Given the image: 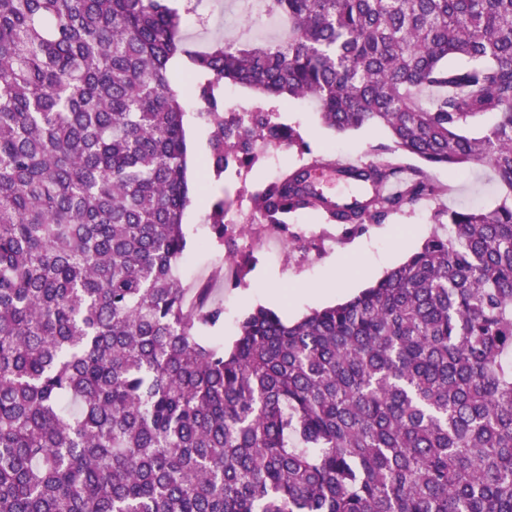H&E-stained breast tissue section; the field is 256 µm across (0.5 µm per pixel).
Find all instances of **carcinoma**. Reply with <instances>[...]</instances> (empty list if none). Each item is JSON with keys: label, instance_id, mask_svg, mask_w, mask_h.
Returning <instances> with one entry per match:
<instances>
[{"label": "carcinoma", "instance_id": "1", "mask_svg": "<svg viewBox=\"0 0 512 512\" xmlns=\"http://www.w3.org/2000/svg\"><path fill=\"white\" fill-rule=\"evenodd\" d=\"M172 2L0 0V512H512V203L435 214L448 232L358 296L293 323L256 307L226 350L203 335L224 303L179 279L170 76L189 61L219 176L257 137L306 149L224 116L229 81L512 193V0H262L287 37L203 45ZM310 167L255 193L266 223L359 229L442 192L369 164L350 176L375 192L341 207Z\"/></svg>", "mask_w": 512, "mask_h": 512}]
</instances>
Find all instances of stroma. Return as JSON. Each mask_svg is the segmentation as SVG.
Wrapping results in <instances>:
<instances>
[{"mask_svg": "<svg viewBox=\"0 0 512 512\" xmlns=\"http://www.w3.org/2000/svg\"><path fill=\"white\" fill-rule=\"evenodd\" d=\"M200 15L210 17L211 34L215 37L235 38L237 32L247 26L246 18L238 14V0H208L198 15L187 17L184 31L189 37H196V18ZM173 76L175 85L185 88L182 96L186 111L184 124L189 134L191 155L201 162L198 178L189 188L203 195L202 205L189 206L183 218L188 239L186 255L191 270L182 274L181 279L186 285H204L217 290L224 302V319L212 334L224 345L232 344L237 325L248 312L256 306L267 305L260 282H269L279 290L283 296L280 313L288 320H297L312 309L355 296L401 264L429 235L434 226L435 211L471 207L490 209L508 195L487 164L434 168L430 174L444 186V194L404 208L386 223L353 232L345 225L317 224L310 216L296 213L290 216L286 228L273 229L256 213L252 196L267 183L269 168L280 171L301 166L305 162L304 156L284 146L276 147L272 150L273 165L252 159L241 166L239 173L214 176L207 165L209 131L197 115V80L186 65L174 68ZM240 105L255 112L273 111L279 121L297 129L312 154H319L327 147L332 158L340 160L358 163L396 161L410 168L420 165L418 159L381 151V144L388 141L383 128H364L340 136L322 124L306 101L289 99L274 103L249 88L225 83V110L233 111ZM221 198L249 212L251 226L248 233L254 239L253 244H246V238L228 232L224 235L223 245L202 246V239L210 234L207 216L213 204ZM228 254L233 257L232 267L224 277H217L214 259ZM344 268L348 269L352 281L350 285L336 289L331 296L314 299L297 295L296 289L301 282H318Z\"/></svg>", "mask_w": 512, "mask_h": 512, "instance_id": "stroma-1", "label": "stroma"}]
</instances>
